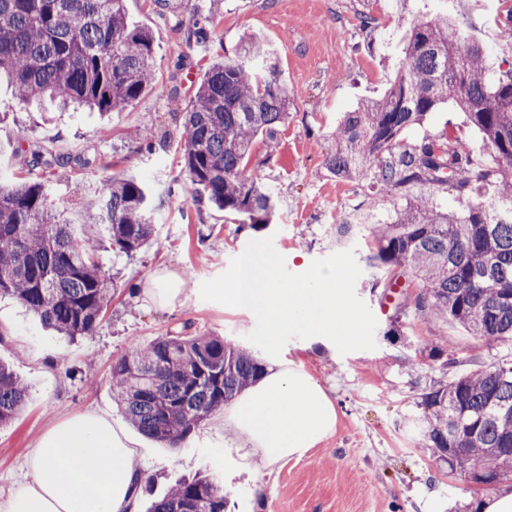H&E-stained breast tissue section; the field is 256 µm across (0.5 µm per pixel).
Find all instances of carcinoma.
<instances>
[{
  "instance_id": "1",
  "label": "carcinoma",
  "mask_w": 512,
  "mask_h": 512,
  "mask_svg": "<svg viewBox=\"0 0 512 512\" xmlns=\"http://www.w3.org/2000/svg\"><path fill=\"white\" fill-rule=\"evenodd\" d=\"M192 37L209 40L198 8ZM404 59L385 93L346 112L331 132L325 164L344 180L371 179L379 196H400L396 218L376 230L372 267L412 271L416 307L488 342L512 339V62L495 69L484 48L446 16L420 17L403 37ZM272 49L255 37L206 70L187 112L183 156L196 197L260 231L278 201L247 171L260 136L288 122L289 96L269 67ZM22 103L49 99L62 110L119 111L154 80L152 33L132 23L125 0H0V75ZM451 101L492 150L475 162L459 137L402 142L428 113ZM454 191L461 210L434 197ZM101 219L112 247L132 256L150 246L156 205L133 177L103 183ZM114 284L88 241L55 220L49 186L23 180L0 189V296L47 328L91 336ZM264 368L240 344L219 337L162 336L134 342L112 367V397L147 437L179 447L208 416L224 410ZM28 387L0 363V426L15 420ZM420 445L452 473L477 484L512 477V360L455 374L424 389ZM147 512H224V486L184 480Z\"/></svg>"
}]
</instances>
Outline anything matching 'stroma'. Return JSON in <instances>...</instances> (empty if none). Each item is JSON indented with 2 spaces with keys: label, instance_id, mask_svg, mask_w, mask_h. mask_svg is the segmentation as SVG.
Instances as JSON below:
<instances>
[{
  "label": "stroma",
  "instance_id": "35a3bbf8",
  "mask_svg": "<svg viewBox=\"0 0 512 512\" xmlns=\"http://www.w3.org/2000/svg\"><path fill=\"white\" fill-rule=\"evenodd\" d=\"M209 17L210 41L189 42V15L182 0H126L129 17L149 29L155 44V80L132 104L106 115L53 112L18 103L0 83V184L13 178L48 181L60 221L90 240L115 293L94 335L74 341L45 329L9 298H0V361L29 387L24 411L0 428V500L23 481L24 460L53 424L87 411L128 421L112 399L113 364L131 341L187 331L245 343L255 326L247 310L203 300V282L223 274L257 231L237 215L195 204L187 192L181 138L196 84L222 56L234 55L246 35L261 38L290 92L288 122L274 138H258L252 174L279 201L267 233L289 271H306L314 260L354 250L362 271L355 292L377 320L376 346L340 354L324 337L295 338L280 358L301 365L336 407L332 434L304 457L257 475L242 453L207 418L179 448L136 434L137 468H148L152 494L160 497L200 472L224 484L227 512H448L454 502L479 501L491 488L449 475L443 460L418 447L417 418L423 387L498 360H512V341L490 343L460 325L415 306L417 288H406L404 307L388 301L386 269L369 267L377 225L395 216L393 198H375L367 181L336 178L325 165L327 135L344 112L379 97L398 75L402 36L420 16L448 15L492 62L512 61L501 37L506 0H196ZM148 128L150 147L128 133ZM455 133L483 164L492 157L478 132L454 104L440 105L403 136L412 143ZM115 175L151 186L162 203L153 243L137 257L113 251L97 222L99 190ZM354 228L339 236L345 219ZM174 271L186 299L170 310L142 302L155 271Z\"/></svg>",
  "mask_w": 512,
  "mask_h": 512
}]
</instances>
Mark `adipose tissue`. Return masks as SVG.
I'll list each match as a JSON object with an SVG mask.
<instances>
[{"instance_id": "adipose-tissue-1", "label": "adipose tissue", "mask_w": 512, "mask_h": 512, "mask_svg": "<svg viewBox=\"0 0 512 512\" xmlns=\"http://www.w3.org/2000/svg\"><path fill=\"white\" fill-rule=\"evenodd\" d=\"M336 408L295 363L270 364L263 377L224 411V429L240 440L248 467L260 472L303 456L331 434ZM136 444L106 416L87 413L50 428L32 450L30 479L5 512H136Z\"/></svg>"}]
</instances>
